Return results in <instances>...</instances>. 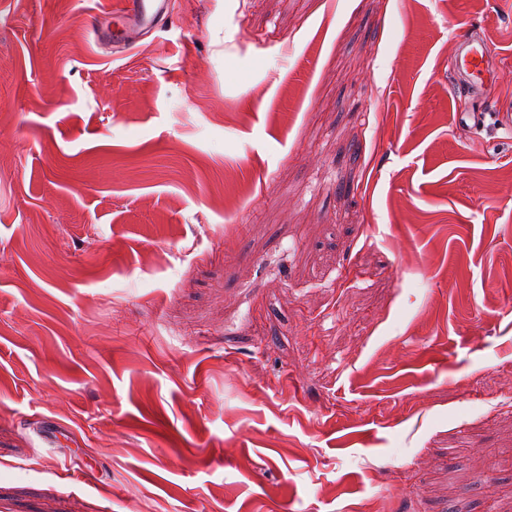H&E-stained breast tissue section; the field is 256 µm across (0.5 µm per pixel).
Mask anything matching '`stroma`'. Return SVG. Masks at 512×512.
Masks as SVG:
<instances>
[{
    "label": "stroma",
    "mask_w": 512,
    "mask_h": 512,
    "mask_svg": "<svg viewBox=\"0 0 512 512\" xmlns=\"http://www.w3.org/2000/svg\"><path fill=\"white\" fill-rule=\"evenodd\" d=\"M114 3L0 0V512H512V0ZM117 16H106L92 30L97 42L128 49L161 29L169 19L171 0H122ZM450 65L460 89L474 103H486V86L494 82L497 74L491 51L479 33L464 31L453 43Z\"/></svg>",
    "instance_id": "35a3bbf8"
}]
</instances>
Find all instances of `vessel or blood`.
I'll list each match as a JSON object with an SVG mask.
<instances>
[{"label": "vessel or blood", "mask_w": 512, "mask_h": 512, "mask_svg": "<svg viewBox=\"0 0 512 512\" xmlns=\"http://www.w3.org/2000/svg\"><path fill=\"white\" fill-rule=\"evenodd\" d=\"M170 9L171 0H121L113 21L96 24L93 35L97 41L112 43L113 47L130 48L161 29ZM450 65L467 97L485 103L486 87L496 80L497 74L491 51L479 33L468 30L455 38Z\"/></svg>", "instance_id": "vessel-or-blood-1"}]
</instances>
